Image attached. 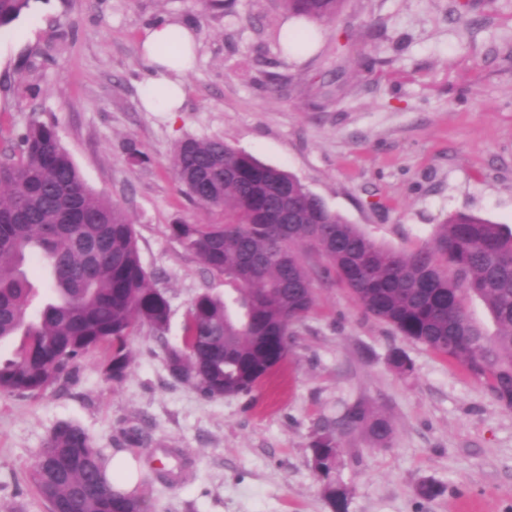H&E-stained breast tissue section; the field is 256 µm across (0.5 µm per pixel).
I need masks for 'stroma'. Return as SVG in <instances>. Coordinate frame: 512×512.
Returning <instances> with one entry per match:
<instances>
[{
  "instance_id": "35a3bbf8",
  "label": "stroma",
  "mask_w": 512,
  "mask_h": 512,
  "mask_svg": "<svg viewBox=\"0 0 512 512\" xmlns=\"http://www.w3.org/2000/svg\"><path fill=\"white\" fill-rule=\"evenodd\" d=\"M345 0L316 39L282 56L280 0H29L0 29V160L16 134L53 125L83 180L120 203L141 261L171 302L165 340L131 336V367L108 380L102 351L65 385L0 394V512H48L30 475L61 422L105 457L142 466L149 512H332L312 462L333 433L348 512H512V409L463 368L316 282L284 363L248 394L205 398L168 374L187 309L229 285L169 233L223 216L189 202L171 165L182 140L219 138L293 174L376 243L408 251L458 214L512 226V0ZM190 24L196 66L178 112L140 104L144 29ZM284 78L268 93V73ZM137 148L146 160L129 159ZM401 353L409 372L391 358ZM361 404L392 425L387 445L341 417ZM142 442H134V434ZM173 469L157 477L158 462ZM432 483L441 492L419 495Z\"/></svg>"
}]
</instances>
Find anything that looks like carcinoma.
Wrapping results in <instances>:
<instances>
[{
    "label": "carcinoma",
    "mask_w": 512,
    "mask_h": 512,
    "mask_svg": "<svg viewBox=\"0 0 512 512\" xmlns=\"http://www.w3.org/2000/svg\"><path fill=\"white\" fill-rule=\"evenodd\" d=\"M290 16L329 24L344 0H282ZM28 0H0V27ZM0 161V393L36 396L57 384L85 354L106 350L107 378L122 380L128 338L148 328L162 340L171 317L165 291L143 267L132 219L90 189L55 128L33 123ZM175 177L193 203L224 215L222 224H172L171 236L210 271L233 283L227 297L204 292L186 313L182 342L165 346L169 375L202 396L247 393L288 356L290 327L315 307L314 281L345 288L366 314L406 339L458 362L502 406L512 409V228L456 215L431 241L403 252L376 244L314 196L294 175L223 140L181 142ZM293 224L278 230V212ZM41 263L44 286L28 276ZM497 332L472 318L471 299ZM380 446L388 420L356 405L342 419ZM333 512H347L332 478L338 444H313ZM31 481L49 512H147L145 499L122 493L106 459L78 425L50 433Z\"/></svg>",
    "instance_id": "carcinoma-1"
}]
</instances>
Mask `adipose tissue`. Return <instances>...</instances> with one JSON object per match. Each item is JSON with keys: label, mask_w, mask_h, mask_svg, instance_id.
Returning a JSON list of instances; mask_svg holds the SVG:
<instances>
[{"label": "adipose tissue", "mask_w": 512, "mask_h": 512, "mask_svg": "<svg viewBox=\"0 0 512 512\" xmlns=\"http://www.w3.org/2000/svg\"><path fill=\"white\" fill-rule=\"evenodd\" d=\"M196 42L192 26L167 17L150 24L141 54L148 67L141 97L151 112H178L183 104V79L192 70Z\"/></svg>", "instance_id": "adipose-tissue-1"}]
</instances>
